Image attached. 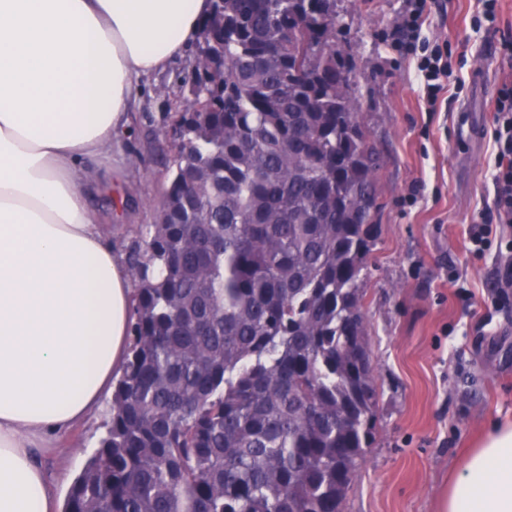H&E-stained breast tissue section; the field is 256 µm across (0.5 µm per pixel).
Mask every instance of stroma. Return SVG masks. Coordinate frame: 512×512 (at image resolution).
Segmentation results:
<instances>
[{
  "label": "stroma",
  "mask_w": 512,
  "mask_h": 512,
  "mask_svg": "<svg viewBox=\"0 0 512 512\" xmlns=\"http://www.w3.org/2000/svg\"><path fill=\"white\" fill-rule=\"evenodd\" d=\"M407 0H338L341 51L355 61L361 121L381 157L378 235L368 259L364 305L378 397L375 439L344 512H437L448 474L489 418L512 417V288L496 278L497 230L483 255L470 251V223L494 206L490 138L498 86L512 80L499 33L478 26L480 0H429L421 36L448 47L451 83L426 111L416 62L389 36ZM192 53L141 80L131 132L96 168L90 202L113 247L157 221L173 163L168 129L188 88ZM416 200H409L412 187ZM109 419L101 410L65 434L50 462L68 492Z\"/></svg>",
  "instance_id": "obj_1"
}]
</instances>
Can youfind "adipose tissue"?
I'll return each mask as SVG.
<instances>
[{"instance_id":"adipose-tissue-1","label":"adipose tissue","mask_w":512,"mask_h":512,"mask_svg":"<svg viewBox=\"0 0 512 512\" xmlns=\"http://www.w3.org/2000/svg\"><path fill=\"white\" fill-rule=\"evenodd\" d=\"M210 0H0V512H60L43 461L128 353L132 282L85 194L140 79L194 46ZM438 512H512V419L492 420Z\"/></svg>"}]
</instances>
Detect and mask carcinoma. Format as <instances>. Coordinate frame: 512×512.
Masks as SVG:
<instances>
[{
  "mask_svg": "<svg viewBox=\"0 0 512 512\" xmlns=\"http://www.w3.org/2000/svg\"><path fill=\"white\" fill-rule=\"evenodd\" d=\"M337 0H212L127 247L129 353L64 512H343L375 434L379 155Z\"/></svg>",
  "mask_w": 512,
  "mask_h": 512,
  "instance_id": "carcinoma-1",
  "label": "carcinoma"
}]
</instances>
